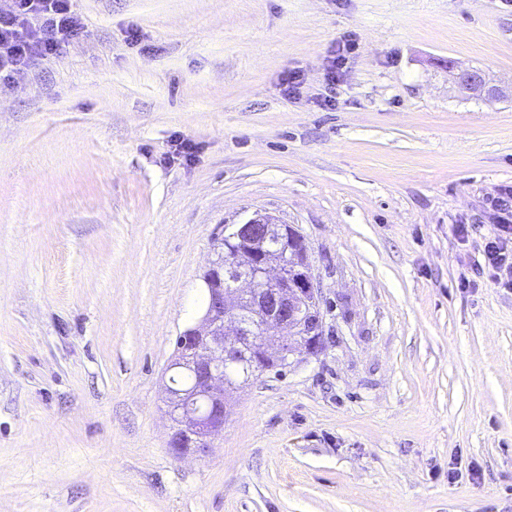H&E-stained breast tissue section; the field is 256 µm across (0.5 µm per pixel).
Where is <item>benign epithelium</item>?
<instances>
[{
	"mask_svg": "<svg viewBox=\"0 0 512 512\" xmlns=\"http://www.w3.org/2000/svg\"><path fill=\"white\" fill-rule=\"evenodd\" d=\"M458 82L472 93L486 89L477 70L459 73ZM228 235L237 240L238 252L210 264L203 277L208 301L202 316L177 341L173 368L192 372L196 388L165 385L174 424L169 448L177 459L206 456L212 437L224 430V389L231 387L224 371L254 362L273 372L321 351L323 291L304 237L259 212L232 225ZM279 249L303 258L293 282L277 260Z\"/></svg>",
	"mask_w": 512,
	"mask_h": 512,
	"instance_id": "benign-epithelium-1",
	"label": "benign epithelium"
}]
</instances>
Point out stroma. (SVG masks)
Here are the masks:
<instances>
[{"mask_svg": "<svg viewBox=\"0 0 512 512\" xmlns=\"http://www.w3.org/2000/svg\"><path fill=\"white\" fill-rule=\"evenodd\" d=\"M74 8L80 37L0 89V512H512V289L481 269L512 0ZM257 212L307 243L322 350L178 460L166 369Z\"/></svg>", "mask_w": 512, "mask_h": 512, "instance_id": "obj_1", "label": "stroma"}]
</instances>
